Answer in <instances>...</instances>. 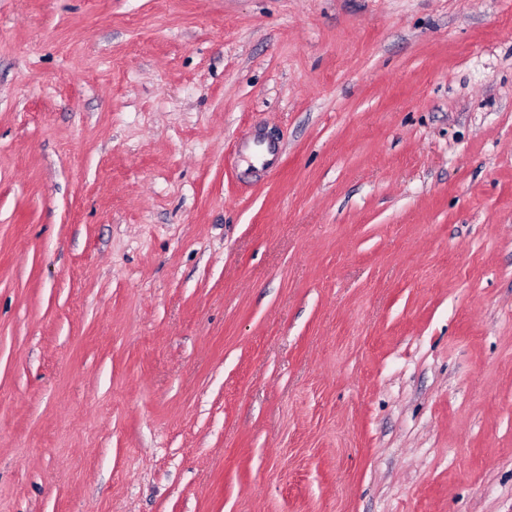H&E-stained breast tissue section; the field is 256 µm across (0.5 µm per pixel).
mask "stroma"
<instances>
[{
    "instance_id": "obj_1",
    "label": "stroma",
    "mask_w": 512,
    "mask_h": 512,
    "mask_svg": "<svg viewBox=\"0 0 512 512\" xmlns=\"http://www.w3.org/2000/svg\"><path fill=\"white\" fill-rule=\"evenodd\" d=\"M0 512H512V0H0Z\"/></svg>"
}]
</instances>
